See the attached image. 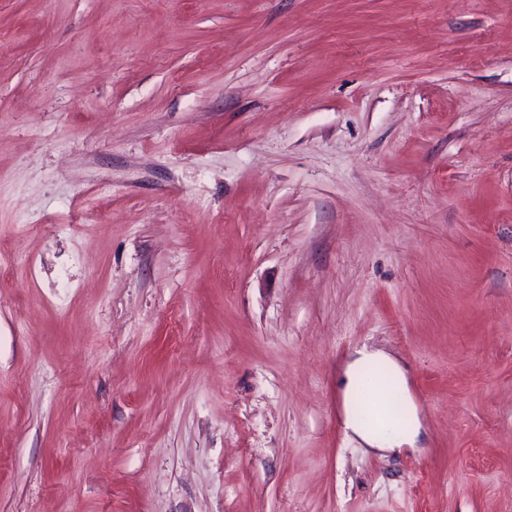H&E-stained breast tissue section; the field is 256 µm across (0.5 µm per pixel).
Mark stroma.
Here are the masks:
<instances>
[{
    "mask_svg": "<svg viewBox=\"0 0 512 512\" xmlns=\"http://www.w3.org/2000/svg\"><path fill=\"white\" fill-rule=\"evenodd\" d=\"M0 512H512V0H0ZM372 364L387 365L393 374L392 383L397 385L400 382L403 393H406V370L396 359L382 352L368 351L366 348L357 350L347 363L339 382L346 429L370 449L394 450V446L414 445L421 432V422L417 409L408 396H405L407 409L404 419L401 420L400 429L394 433V436L386 435V431L367 425L359 418L356 398L368 378L364 368Z\"/></svg>",
    "mask_w": 512,
    "mask_h": 512,
    "instance_id": "35a3bbf8",
    "label": "stroma"
}]
</instances>
